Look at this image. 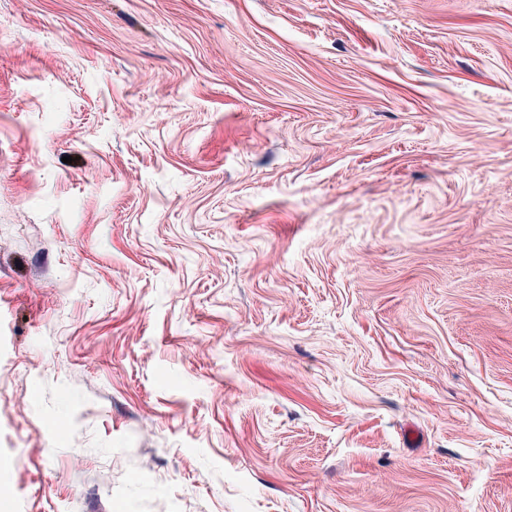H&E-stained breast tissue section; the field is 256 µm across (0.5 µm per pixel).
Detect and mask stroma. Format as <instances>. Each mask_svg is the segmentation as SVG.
<instances>
[{
	"label": "stroma",
	"mask_w": 512,
	"mask_h": 512,
	"mask_svg": "<svg viewBox=\"0 0 512 512\" xmlns=\"http://www.w3.org/2000/svg\"><path fill=\"white\" fill-rule=\"evenodd\" d=\"M0 512H512V0H0Z\"/></svg>",
	"instance_id": "stroma-1"
}]
</instances>
